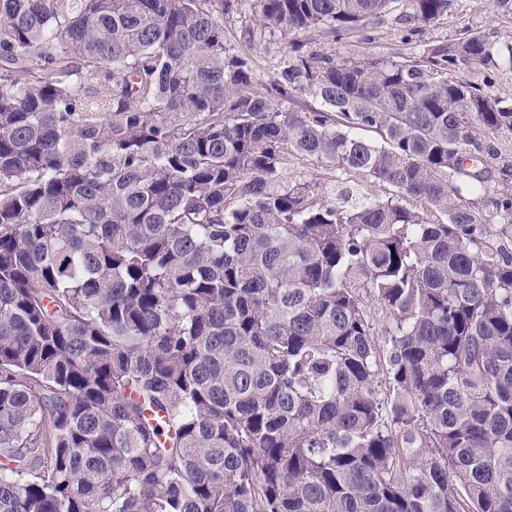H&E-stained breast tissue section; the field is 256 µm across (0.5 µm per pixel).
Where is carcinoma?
Listing matches in <instances>:
<instances>
[{
  "mask_svg": "<svg viewBox=\"0 0 512 512\" xmlns=\"http://www.w3.org/2000/svg\"><path fill=\"white\" fill-rule=\"evenodd\" d=\"M401 2L0 0V512H512V44L303 38ZM402 9L382 14L375 19L367 31L353 33L333 42L320 31L306 32L305 36L324 52L336 53V56L363 58L376 57L396 60L413 53L411 45H405L400 39V30L406 25L401 21ZM412 51V52H411ZM224 26L228 42L238 51L253 56L256 63L257 77L268 82L275 68L284 55L285 42L279 33L266 34L261 40L246 42L241 36L240 24L224 16Z\"/></svg>",
  "mask_w": 512,
  "mask_h": 512,
  "instance_id": "obj_1",
  "label": "carcinoma"
}]
</instances>
